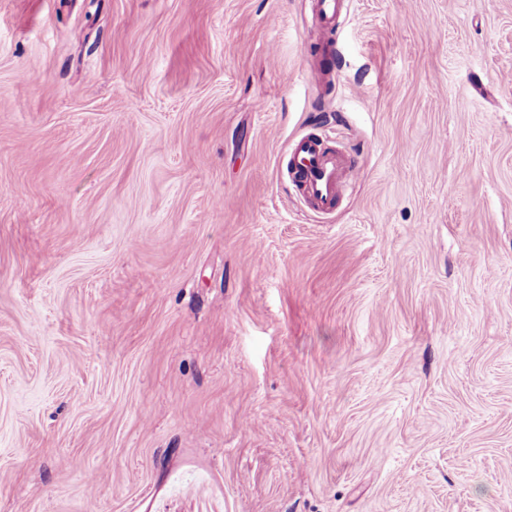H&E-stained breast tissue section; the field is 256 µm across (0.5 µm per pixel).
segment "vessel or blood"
Here are the masks:
<instances>
[{"instance_id": "obj_1", "label": "vessel or blood", "mask_w": 512, "mask_h": 512, "mask_svg": "<svg viewBox=\"0 0 512 512\" xmlns=\"http://www.w3.org/2000/svg\"><path fill=\"white\" fill-rule=\"evenodd\" d=\"M342 12L343 0H316V19L325 30L334 29ZM288 171L304 203L314 212L330 214L351 183L355 165L342 150H329L319 136L306 134L293 142Z\"/></svg>"}]
</instances>
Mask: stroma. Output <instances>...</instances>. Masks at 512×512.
Here are the masks:
<instances>
[{
	"instance_id": "1",
	"label": "stroma",
	"mask_w": 512,
	"mask_h": 512,
	"mask_svg": "<svg viewBox=\"0 0 512 512\" xmlns=\"http://www.w3.org/2000/svg\"><path fill=\"white\" fill-rule=\"evenodd\" d=\"M311 3L0 0V512H512V0ZM343 1L345 0H317L315 6L316 19L321 28H324L328 38L318 43L317 53L331 55L333 44L330 42V35L336 26V22L343 13ZM288 172L305 204L314 212L331 214L352 181L355 165L341 149L331 151L319 136L306 134L293 141Z\"/></svg>"
}]
</instances>
